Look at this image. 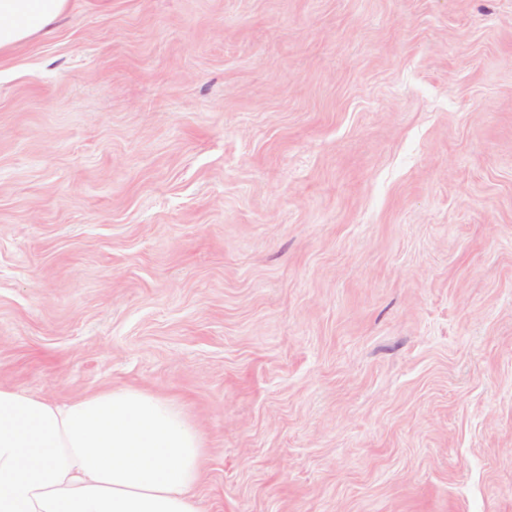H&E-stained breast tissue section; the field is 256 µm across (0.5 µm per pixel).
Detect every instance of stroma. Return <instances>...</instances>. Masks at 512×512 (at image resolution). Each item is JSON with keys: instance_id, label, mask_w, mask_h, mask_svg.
Returning <instances> with one entry per match:
<instances>
[{"instance_id": "1", "label": "stroma", "mask_w": 512, "mask_h": 512, "mask_svg": "<svg viewBox=\"0 0 512 512\" xmlns=\"http://www.w3.org/2000/svg\"><path fill=\"white\" fill-rule=\"evenodd\" d=\"M0 384L175 398L201 512H512V0H72L0 59Z\"/></svg>"}]
</instances>
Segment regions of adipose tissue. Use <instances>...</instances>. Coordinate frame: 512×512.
Here are the masks:
<instances>
[{
	"mask_svg": "<svg viewBox=\"0 0 512 512\" xmlns=\"http://www.w3.org/2000/svg\"><path fill=\"white\" fill-rule=\"evenodd\" d=\"M72 0H0V57ZM208 450L177 402L107 388L56 403L0 385V512H200Z\"/></svg>",
	"mask_w": 512,
	"mask_h": 512,
	"instance_id": "ef3b65f1",
	"label": "adipose tissue"
}]
</instances>
